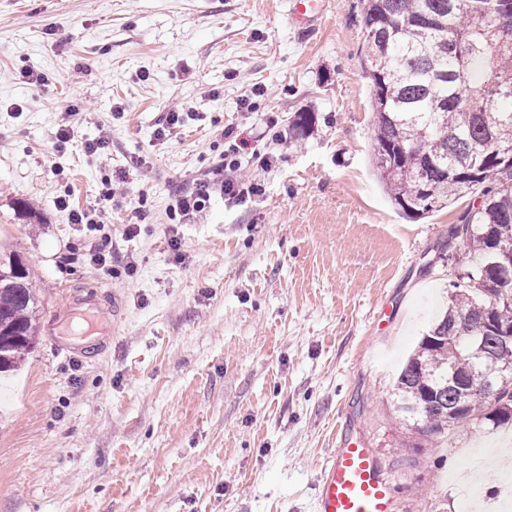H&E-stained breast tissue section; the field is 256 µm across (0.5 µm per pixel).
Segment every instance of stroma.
I'll list each match as a JSON object with an SVG mask.
<instances>
[{"mask_svg": "<svg viewBox=\"0 0 512 512\" xmlns=\"http://www.w3.org/2000/svg\"><path fill=\"white\" fill-rule=\"evenodd\" d=\"M363 45L360 0H328L306 35L285 0H0V245L34 270L42 309L37 346L0 378V512H303L340 432L374 450L395 512H460L453 474L503 430L424 442L397 376L446 309L439 253L480 190L422 219L395 208L372 168ZM175 102L185 124L157 139ZM305 109L314 131L291 140ZM226 130L261 194L171 223L174 189L213 169ZM118 178L113 223L56 204L93 208ZM107 239L108 275L79 259ZM76 291L124 305L92 358L46 329ZM315 113L310 111L296 112L288 122V135L295 140H303L313 132Z\"/></svg>", "mask_w": 512, "mask_h": 512, "instance_id": "35a3bbf8", "label": "stroma"}]
</instances>
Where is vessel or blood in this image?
<instances>
[{"instance_id": "obj_1", "label": "vessel or blood", "mask_w": 512, "mask_h": 512, "mask_svg": "<svg viewBox=\"0 0 512 512\" xmlns=\"http://www.w3.org/2000/svg\"><path fill=\"white\" fill-rule=\"evenodd\" d=\"M327 0H290L289 19L294 31L315 30L326 16ZM72 306H84L91 320H110L119 327L125 318L120 305L103 306L92 298L75 297ZM305 512H394V489L372 449L340 437L320 476L316 494Z\"/></svg>"}]
</instances>
